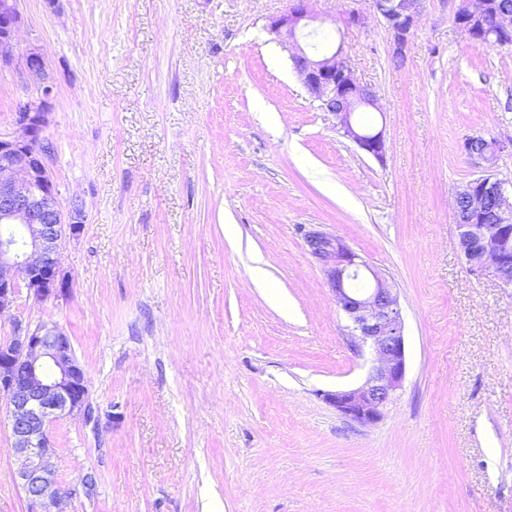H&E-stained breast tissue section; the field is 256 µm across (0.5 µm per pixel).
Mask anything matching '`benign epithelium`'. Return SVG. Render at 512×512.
<instances>
[{
	"instance_id": "7a95c632",
	"label": "benign epithelium",
	"mask_w": 512,
	"mask_h": 512,
	"mask_svg": "<svg viewBox=\"0 0 512 512\" xmlns=\"http://www.w3.org/2000/svg\"><path fill=\"white\" fill-rule=\"evenodd\" d=\"M312 0H289L287 9L269 19V30L288 48L295 71L320 108L338 120L342 135L363 152L383 161V131L356 118L378 109L374 88L359 81L342 48L311 51L305 38L315 20ZM371 9L391 34V57L405 59L416 29L421 0H370ZM21 0H0V69L13 64L11 48L23 23ZM454 27L472 39L512 34V13L492 12L491 0H460ZM24 69L36 82L37 96L17 113V130L0 137V310L12 305L21 289L37 301L57 299L68 290L59 254L66 238V220L80 213L65 209L47 164L53 86L37 46L24 55ZM462 151L482 161V171L454 194L459 246L468 271L512 288V203L507 181L496 173L501 154L512 150V139L466 138ZM310 252L324 265L336 306L355 325L356 348L369 347L371 365L364 382L350 389L326 391L323 400L346 418L368 426L379 422L406 376L404 322L396 288L341 238L318 231L305 235ZM0 395L9 401L13 449L20 459L19 486L27 512H63L65 501L78 490L61 488L54 468L50 427L74 414L89 419L88 379L77 361L70 336L59 326L15 323L0 341Z\"/></svg>"
}]
</instances>
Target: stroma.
Wrapping results in <instances>:
<instances>
[{
  "label": "stroma",
  "instance_id": "1",
  "mask_svg": "<svg viewBox=\"0 0 512 512\" xmlns=\"http://www.w3.org/2000/svg\"><path fill=\"white\" fill-rule=\"evenodd\" d=\"M457 2L423 0L397 66L369 0H313L378 94L379 161L268 32L288 0H22L0 136L39 46L49 168L82 212L69 290L0 311V338L58 325L87 374L97 421L51 429L67 512H512V288L468 273L452 204L479 170L464 139L512 136V49L454 28ZM311 230L398 290L407 374L371 426L322 398L367 365ZM18 468L0 400V512L27 510Z\"/></svg>",
  "mask_w": 512,
  "mask_h": 512
}]
</instances>
